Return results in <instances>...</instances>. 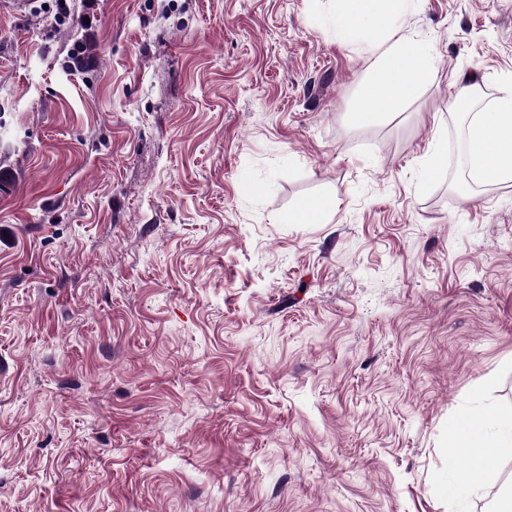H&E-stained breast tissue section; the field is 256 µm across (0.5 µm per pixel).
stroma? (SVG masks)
Wrapping results in <instances>:
<instances>
[{
  "instance_id": "stroma-1",
  "label": "stroma",
  "mask_w": 512,
  "mask_h": 512,
  "mask_svg": "<svg viewBox=\"0 0 512 512\" xmlns=\"http://www.w3.org/2000/svg\"><path fill=\"white\" fill-rule=\"evenodd\" d=\"M56 12L0 15V512H495L512 453L444 487L459 412L512 415V182L451 191L448 101L512 82V0H407L434 77L370 125L386 35L330 0ZM333 207L334 201L327 197L306 198L288 213L286 221L289 224H318L325 213Z\"/></svg>"
}]
</instances>
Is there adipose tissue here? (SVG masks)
Returning a JSON list of instances; mask_svg holds the SVG:
<instances>
[{
    "instance_id": "1",
    "label": "adipose tissue",
    "mask_w": 512,
    "mask_h": 512,
    "mask_svg": "<svg viewBox=\"0 0 512 512\" xmlns=\"http://www.w3.org/2000/svg\"><path fill=\"white\" fill-rule=\"evenodd\" d=\"M337 36L350 41L364 32L391 31L404 0H332ZM434 71L432 51L423 42L401 36L376 48L362 86L359 123L375 122L381 110H402L419 98ZM467 163L484 185L512 182V84L501 87L494 104L475 113L467 129ZM512 448V418L489 431L482 413L465 410L448 433V459L466 457L465 471L449 469V497L458 498L484 487L498 472L504 450Z\"/></svg>"
}]
</instances>
